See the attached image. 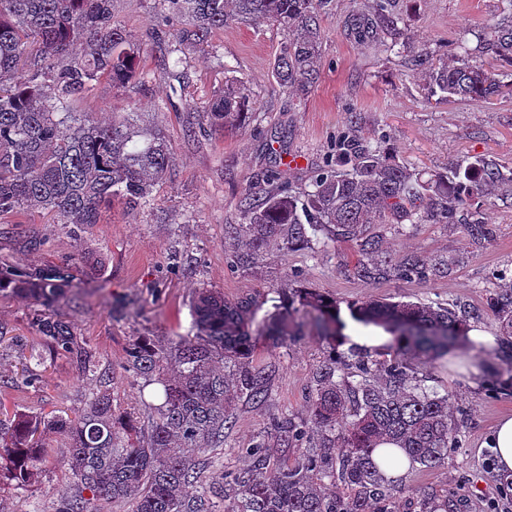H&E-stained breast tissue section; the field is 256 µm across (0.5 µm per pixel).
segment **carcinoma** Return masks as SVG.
<instances>
[{
	"mask_svg": "<svg viewBox=\"0 0 512 512\" xmlns=\"http://www.w3.org/2000/svg\"><path fill=\"white\" fill-rule=\"evenodd\" d=\"M113 0H0V217L40 209L75 235L100 223L120 205L139 209L153 201L157 184L173 159L170 141L134 119L114 115L106 122L84 111L94 87L109 81L118 89L144 82L146 44L112 15ZM166 17L185 26L153 32L201 44L243 18L276 24L288 31L274 63L276 78L302 98L317 83L320 65L319 16L329 0H158ZM392 0H369L348 14L343 27L368 48L388 46L400 35ZM501 66L512 68V16L502 17L484 44ZM426 70L428 93L445 99L486 100L512 94L497 74L471 63L468 50L434 65L433 54L414 55ZM204 112L214 128L240 126L246 98L232 82L210 99ZM261 195L241 201L236 230L248 250L237 263H255L263 248L279 241L290 250L323 231L352 242L359 259L354 275L366 282L388 277L430 281L447 276L448 265L410 257L394 264L382 238L369 224H462L474 240L490 242L495 226L482 208L494 196L512 202V167L489 156L458 160L446 172L424 180L387 153L363 146L347 134L328 157L311 189L292 195L266 176ZM71 265L18 268L0 261V298H20L33 308L32 327L55 357L91 374L96 390L74 416L54 411H8L0 402V484L28 487L51 438L64 448L72 475L49 512H109L117 501L130 512H440L448 495H408L383 477L396 460L373 458L384 443L397 446L422 468L433 469L459 447V423L449 394L421 387L407 362L332 357L314 377L307 416L274 424L272 435L294 453L283 462L265 439L247 449L239 473L215 466L209 451L224 445L225 430L244 401L256 407L267 398L271 366L255 362L251 301L230 300L211 288L192 298L195 334L162 345L148 336L134 339L123 370L163 386L153 405L152 423L138 428L133 413L112 409L114 372L101 366L76 323L58 313L60 304L79 298ZM280 302L298 301L315 312L326 336L339 322L336 301L316 291L276 289ZM489 306L512 336V286L492 294ZM353 320L380 326L395 337L397 350L448 355V344L464 335L466 315L455 306L367 299L349 305ZM257 335L276 347L288 336L280 312L268 314ZM23 365L22 382L46 384L41 356ZM356 379L345 376L350 367Z\"/></svg>",
	"mask_w": 512,
	"mask_h": 512,
	"instance_id": "obj_1",
	"label": "carcinoma"
}]
</instances>
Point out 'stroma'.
Returning a JSON list of instances; mask_svg holds the SVG:
<instances>
[{"label": "stroma", "mask_w": 512, "mask_h": 512, "mask_svg": "<svg viewBox=\"0 0 512 512\" xmlns=\"http://www.w3.org/2000/svg\"><path fill=\"white\" fill-rule=\"evenodd\" d=\"M404 16L403 54L369 52L345 34L342 20L352 0H331L320 18V77L304 101L289 97L272 74L287 31L263 22L238 21L216 33L212 50L183 43L177 67L165 66L160 48L145 62V83L125 94L103 82L89 103L101 119L117 112L141 113L151 128L161 130L173 146L166 180L157 187L151 206L134 211L113 209L110 221L74 237L68 225L53 222L40 210L5 216L16 237L0 238V255L15 265L35 267L59 263L84 248L106 259L100 278L86 281L87 293L60 314L76 323L103 364L117 377L112 405L132 412L141 428L149 426L150 404L157 385L141 386L121 376L129 342L151 336L162 342L193 333L190 301L198 289L212 288L226 298L245 297L255 303V318L263 320L274 304L275 290L287 283L312 288L336 299L343 322H350L347 305L380 297L424 303H449L468 313V325L501 335L500 324L488 306L495 290L512 285V205L488 200L485 216L497 236L478 244L460 224H377L395 260L410 256L451 262L446 277L428 282L394 277L366 283L352 273L357 260L353 243L336 242L326 233L312 235L307 247L283 250L267 246L263 257L249 266L232 265L242 251L234 228L241 221L245 191L260 192L267 171L279 172L296 193L308 190L338 137L358 117L362 136L382 146L394 160L423 176L447 171L463 157L494 156L512 167V96L487 101L428 100L420 70L405 57L429 49L435 58L450 59L457 43L476 46L502 15L512 12V0H396ZM114 13L136 36L161 27L155 0H115ZM185 93L173 95V72ZM240 80L249 98L242 127L202 130L201 108L224 90L226 78ZM298 165H289V158ZM45 238L42 252L23 248L19 234ZM115 301L131 302L127 316H113ZM32 310L24 300L0 298V325L8 337L0 342V376L18 377L23 364L44 350L30 328ZM291 321L293 336L276 350L258 339L256 358L275 372L265 406L240 404L223 447L214 449L227 471L245 467V448L251 447L275 420L305 416L314 375L331 352L369 355V348L345 341L330 343L315 327L309 308L297 307ZM406 360L424 376L427 390L451 394L469 406L461 428V444L444 464L413 468L403 479L406 488L429 493L447 490L457 512H499L506 480L495 471L493 451L484 442L495 422L512 413V387L495 388L496 379L512 375V351L473 352L465 358L428 360L407 354ZM47 387L0 392L12 408L26 412H71L83 405L94 388L92 376L57 358L45 362ZM58 449H48L36 481L26 489L0 488V512H45L52 495L68 484V472Z\"/></svg>", "instance_id": "obj_1"}]
</instances>
